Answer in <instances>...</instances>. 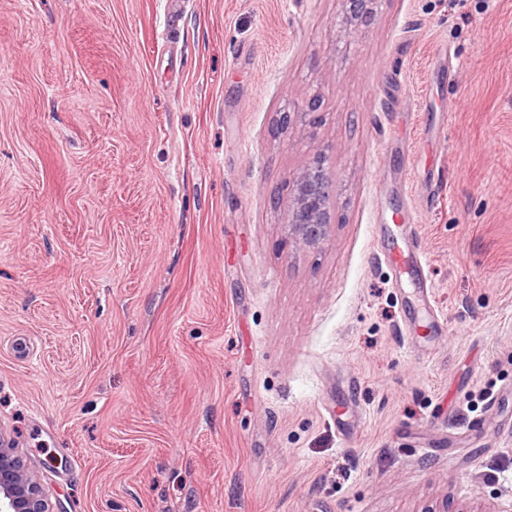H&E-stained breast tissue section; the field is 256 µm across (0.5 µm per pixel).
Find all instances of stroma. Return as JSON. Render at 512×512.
I'll return each mask as SVG.
<instances>
[{
	"instance_id": "obj_1",
	"label": "stroma",
	"mask_w": 512,
	"mask_h": 512,
	"mask_svg": "<svg viewBox=\"0 0 512 512\" xmlns=\"http://www.w3.org/2000/svg\"><path fill=\"white\" fill-rule=\"evenodd\" d=\"M345 10L0 0V426L55 512H512V0ZM326 162V155L318 153L288 176L290 197L285 230L288 239L301 250L321 249L329 241L335 224L334 176ZM390 263L401 272L410 267L420 270L422 273L427 265V260L422 252L418 239L414 236L406 250L393 252L388 256Z\"/></svg>"
}]
</instances>
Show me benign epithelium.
Returning a JSON list of instances; mask_svg holds the SVG:
<instances>
[{"instance_id":"1","label":"benign epithelium","mask_w":512,"mask_h":512,"mask_svg":"<svg viewBox=\"0 0 512 512\" xmlns=\"http://www.w3.org/2000/svg\"><path fill=\"white\" fill-rule=\"evenodd\" d=\"M375 0H347L346 20L356 25ZM290 197L285 230L288 239L301 250L321 249L335 224L334 176L323 153L288 176ZM0 512H52L40 484L23 464L14 439L0 427Z\"/></svg>"}]
</instances>
